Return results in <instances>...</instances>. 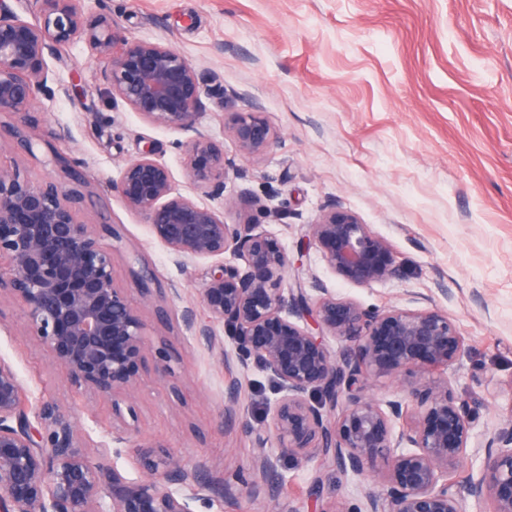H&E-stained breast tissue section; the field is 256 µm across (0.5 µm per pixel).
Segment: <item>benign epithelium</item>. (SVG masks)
I'll return each mask as SVG.
<instances>
[{"mask_svg": "<svg viewBox=\"0 0 512 512\" xmlns=\"http://www.w3.org/2000/svg\"><path fill=\"white\" fill-rule=\"evenodd\" d=\"M11 2L0 0V113L26 120L47 89L46 55L60 56L83 37L108 59L104 76L113 99L154 126L195 130L211 89L178 51L130 41L105 17L88 20L82 0H35L39 24L19 19ZM225 128L248 155L277 139L258 110L230 113ZM187 154L194 186L220 206L175 192L169 168L150 149L123 165L112 191L147 218L151 236L178 266L226 253L235 259L216 266L200 288L206 317L190 304L181 321L235 370L224 388V422L239 420L248 372L265 373L280 394L270 424L276 446L256 437L247 493L266 496L269 512H284L279 466L288 457L329 462L367 481L363 507L333 500L319 512H463L466 498L478 506L491 501L490 512H512V417L486 441L475 473L465 467L475 401L430 377L464 350L448 314L364 307L337 298L315 277L309 290L298 277L282 287L290 260L278 239L259 223L224 220V211L237 207L224 195L226 179L231 172L242 178L243 171L202 135L190 140ZM55 162L63 178L39 183L0 168V298L23 308L30 335L73 387L110 402L112 426L93 457L71 410L29 397L16 370L0 358V512H197V504L230 489L204 465L190 466L165 444L138 437L133 391L140 370L153 358L158 380L172 386L171 356L166 342H150L129 289L115 283L113 245L106 239L118 241L120 234L78 218L85 179L66 157L57 154ZM304 237L352 285L400 276L389 243L334 205L305 225ZM153 284L149 268L135 272L143 298L163 297ZM329 337L342 344L336 355ZM402 371L424 378L410 387L415 407L368 396L369 376ZM398 421L404 425L396 431ZM124 453L139 476L111 461Z\"/></svg>", "mask_w": 512, "mask_h": 512, "instance_id": "1", "label": "benign epithelium"}]
</instances>
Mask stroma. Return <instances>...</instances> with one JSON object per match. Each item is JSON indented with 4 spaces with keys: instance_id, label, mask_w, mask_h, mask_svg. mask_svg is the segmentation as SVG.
Returning <instances> with one entry per match:
<instances>
[{
    "instance_id": "35a3bbf8",
    "label": "stroma",
    "mask_w": 512,
    "mask_h": 512,
    "mask_svg": "<svg viewBox=\"0 0 512 512\" xmlns=\"http://www.w3.org/2000/svg\"><path fill=\"white\" fill-rule=\"evenodd\" d=\"M125 37L159 42L184 55L205 83L226 98H204L196 128L245 170L225 193L240 191L281 209L263 221L289 258H302L337 297L366 307H404L424 296L447 312L465 349L438 371L455 395L478 402L466 465L479 470L478 448L512 415V0H85ZM48 88L29 115V131L50 147L17 149L13 115L0 114V167L40 181L54 176L52 152L67 156L88 186L78 213L112 224L123 240L112 253L118 286L149 264L161 287L180 300L159 318L133 295L151 340H166L179 394L171 396L152 367L142 368L135 397L140 434L203 464L231 487L199 512H265L241 488L254 437L267 433L275 395L254 371L243 401L248 429L222 426L228 372L190 337L180 309L198 302L210 261L183 269L152 239L146 218L111 190L121 166L152 144L176 192L204 201L185 159L189 134L145 122L113 100L106 59L85 39L63 59H48ZM78 84L77 94L64 87ZM261 109L278 133L265 152L246 156L224 124L232 112ZM351 211L390 245L403 268L398 280L360 287L336 276L320 251L299 256L301 227L327 205ZM0 357L34 396L73 408L92 439L112 424L108 403L71 388L61 367L28 334L21 306L0 302ZM280 495L295 512H318L330 499L358 502L363 479L333 465L283 461Z\"/></svg>"
}]
</instances>
